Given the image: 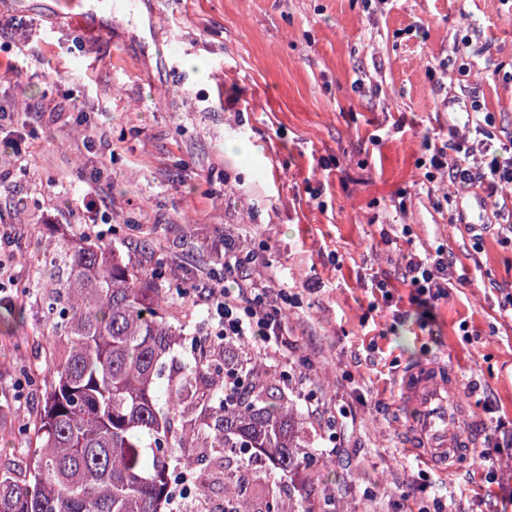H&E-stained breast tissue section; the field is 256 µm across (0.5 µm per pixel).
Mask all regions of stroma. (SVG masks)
I'll list each match as a JSON object with an SVG mask.
<instances>
[{
	"label": "stroma",
	"mask_w": 512,
	"mask_h": 512,
	"mask_svg": "<svg viewBox=\"0 0 512 512\" xmlns=\"http://www.w3.org/2000/svg\"><path fill=\"white\" fill-rule=\"evenodd\" d=\"M54 0H0V129L23 134L0 149V268L20 291L21 317L0 325V465L23 459L18 430L41 389L45 338L27 262L48 225L95 235L146 269L174 298L187 336L205 337L192 290L221 269L228 247L261 251L253 275L286 291L290 378L353 420L337 450L305 413L321 450L306 486L341 512H399L419 483L400 433L416 414L399 375L442 356L460 385L479 380L512 427V242L498 230L474 241L458 205L484 218L512 210V190H456L427 181L431 147L458 134L482 140L470 116L493 119L492 145L512 140V0H118L93 33H75ZM155 15L153 35L127 9ZM197 57L201 79L183 64ZM100 201L87 210L84 195ZM444 247L446 299L422 313L402 280L401 256ZM386 281L394 298L378 300ZM496 483L477 463L450 478L457 512H512V447Z\"/></svg>",
	"instance_id": "35a3bbf8"
}]
</instances>
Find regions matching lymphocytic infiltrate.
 Returning a JSON list of instances; mask_svg holds the SVG:
<instances>
[{
	"instance_id": "lymphocytic-infiltrate-1",
	"label": "lymphocytic infiltrate",
	"mask_w": 512,
	"mask_h": 512,
	"mask_svg": "<svg viewBox=\"0 0 512 512\" xmlns=\"http://www.w3.org/2000/svg\"><path fill=\"white\" fill-rule=\"evenodd\" d=\"M471 146L449 141L435 149L430 168L448 173L452 183L473 191H495L512 183V143L489 154L482 166L471 167ZM258 262L253 252L229 250L224 254L222 278L206 276L195 290V303L218 339L247 342L270 358H285L296 348L282 309L269 288L252 278L250 270ZM451 264L444 248L406 255L402 278L412 289V299L433 308L448 293Z\"/></svg>"
}]
</instances>
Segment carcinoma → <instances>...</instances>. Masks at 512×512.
<instances>
[{
  "label": "carcinoma",
  "mask_w": 512,
  "mask_h": 512,
  "mask_svg": "<svg viewBox=\"0 0 512 512\" xmlns=\"http://www.w3.org/2000/svg\"><path fill=\"white\" fill-rule=\"evenodd\" d=\"M23 291L47 336L25 460L0 468V512H301L304 418L252 359L203 338L108 244L40 247ZM296 477L292 486L280 474Z\"/></svg>",
  "instance_id": "obj_1"
}]
</instances>
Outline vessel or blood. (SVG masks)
<instances>
[{
	"instance_id": "vessel-or-blood-1",
	"label": "vessel or blood",
	"mask_w": 512,
	"mask_h": 512,
	"mask_svg": "<svg viewBox=\"0 0 512 512\" xmlns=\"http://www.w3.org/2000/svg\"><path fill=\"white\" fill-rule=\"evenodd\" d=\"M398 389L402 399L420 411L405 430L407 448L444 476L471 460L472 444L455 428L465 410L456 376L447 363L433 360L410 367L400 376Z\"/></svg>"
}]
</instances>
